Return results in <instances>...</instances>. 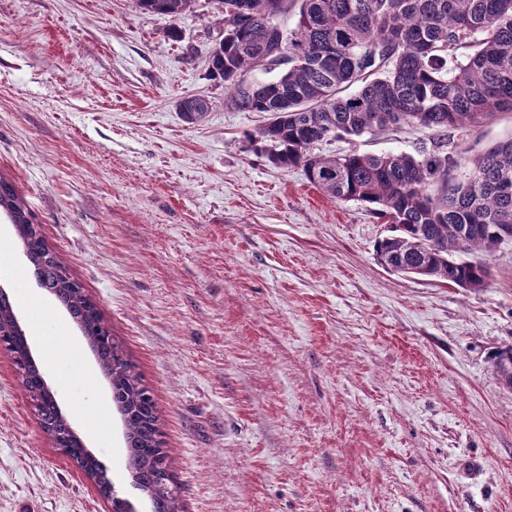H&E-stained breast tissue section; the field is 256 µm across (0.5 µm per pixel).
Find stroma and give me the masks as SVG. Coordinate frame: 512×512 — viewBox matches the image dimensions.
<instances>
[{
    "label": "stroma",
    "instance_id": "1",
    "mask_svg": "<svg viewBox=\"0 0 512 512\" xmlns=\"http://www.w3.org/2000/svg\"><path fill=\"white\" fill-rule=\"evenodd\" d=\"M207 0H0V175L99 303L158 403L183 512H512V243L469 292L381 266L382 220L245 147ZM211 103L183 121L181 98ZM512 112L452 133L481 152ZM421 128L324 143L416 152ZM0 275L60 405L134 512L123 425L69 316L0 234ZM108 512L54 447L0 350V512ZM196 0H132L134 8L143 14H159L179 18L192 12ZM490 361L498 379L504 386L512 389V344L498 347Z\"/></svg>",
    "mask_w": 512,
    "mask_h": 512
}]
</instances>
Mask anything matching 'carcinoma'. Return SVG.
Returning a JSON list of instances; mask_svg holds the SVG:
<instances>
[{
  "label": "carcinoma",
  "mask_w": 512,
  "mask_h": 512,
  "mask_svg": "<svg viewBox=\"0 0 512 512\" xmlns=\"http://www.w3.org/2000/svg\"><path fill=\"white\" fill-rule=\"evenodd\" d=\"M143 14L179 18L196 0H132ZM224 38L209 52V75L224 81L225 103L267 115L247 147L274 165L302 167L327 196L356 202L389 224L375 244L380 263L405 275L480 291L490 268L469 260L491 253L512 229V137L466 156L448 151V132L471 131L512 112V0H209ZM297 10L288 31L277 18ZM261 70L275 76L255 80ZM188 124L209 112L206 99H182ZM421 126L430 144L414 154L351 151L323 156L333 139ZM0 212L19 228L40 287L57 295L98 352L125 426V469L150 493L154 512H181L157 403L97 303L44 240L23 195L0 177ZM13 304L0 300V345L21 353ZM490 361L512 389V344ZM21 385L40 424L64 454L98 467L70 438L69 425L41 391L26 361Z\"/></svg>",
  "instance_id": "obj_1"
}]
</instances>
